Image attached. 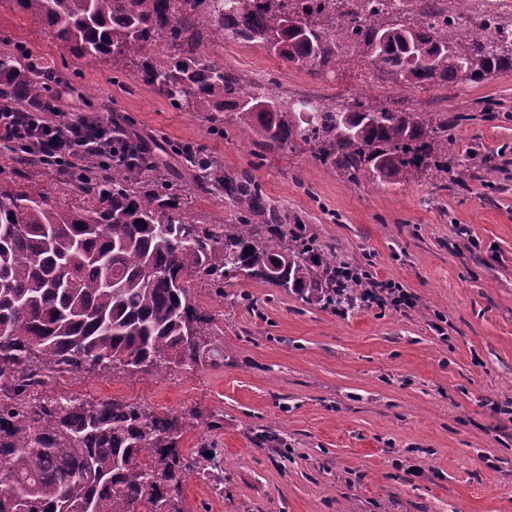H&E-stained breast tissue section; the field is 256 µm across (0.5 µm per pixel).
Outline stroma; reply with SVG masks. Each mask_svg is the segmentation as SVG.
Here are the masks:
<instances>
[{
  "label": "stroma",
  "mask_w": 512,
  "mask_h": 512,
  "mask_svg": "<svg viewBox=\"0 0 512 512\" xmlns=\"http://www.w3.org/2000/svg\"><path fill=\"white\" fill-rule=\"evenodd\" d=\"M0 38L26 41L70 76L83 112L127 120L162 145L198 144L225 171L250 170L289 222L416 297L408 309L341 316L261 282L234 279L219 292L198 279L194 304L214 319L201 364L54 373L55 396L177 417L185 455L211 443L223 482L186 478V512H512V71L404 88L350 56L316 77L225 42V63L275 76L290 99L364 96L447 114V174L392 184L329 171L304 143L260 150L230 119L210 133L134 77L113 84L108 63L74 57L5 0ZM244 293L254 308L239 303ZM215 411L224 424L210 432L198 416ZM264 426L287 434L288 452L252 441Z\"/></svg>",
  "instance_id": "obj_1"
}]
</instances>
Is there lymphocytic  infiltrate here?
Masks as SVG:
<instances>
[{
    "label": "lymphocytic infiltrate",
    "mask_w": 512,
    "mask_h": 512,
    "mask_svg": "<svg viewBox=\"0 0 512 512\" xmlns=\"http://www.w3.org/2000/svg\"><path fill=\"white\" fill-rule=\"evenodd\" d=\"M32 67L49 81V96L34 102L26 112L0 105V143L22 145L50 172L62 167L81 170L90 154L108 162L118 160L120 150L112 139L111 124L96 116L67 119L63 109L67 86L57 81L50 62L38 58Z\"/></svg>",
    "instance_id": "f902f5d3"
}]
</instances>
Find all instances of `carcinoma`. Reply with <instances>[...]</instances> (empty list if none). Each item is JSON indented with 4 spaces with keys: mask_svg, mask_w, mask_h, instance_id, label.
Wrapping results in <instances>:
<instances>
[{
    "mask_svg": "<svg viewBox=\"0 0 512 512\" xmlns=\"http://www.w3.org/2000/svg\"><path fill=\"white\" fill-rule=\"evenodd\" d=\"M443 0H398L347 19V0H13L77 58L132 74L178 109L224 130V113L266 150L314 146L323 166L357 181L400 182L421 170L448 172V115L420 117L366 99L284 100L279 82H258L224 63L230 40L259 44L290 66L320 76L344 52L409 88L480 83L512 70V36L490 42L446 26L427 31L402 17L441 11ZM0 50V101L46 94L39 75L18 94L22 47ZM123 160L89 159L92 176L57 171L50 190L31 176L0 185V512H184L182 479L215 461L203 442L178 450L182 427L122 401H62L46 374L153 368L200 362L213 318L197 310L190 278L224 292L254 279L322 308L362 307V285L336 280V249L284 224L253 175L226 172L193 143L169 145L190 178L176 183L149 143L127 137ZM224 196L235 221L212 227L188 211L186 192ZM71 196V207L57 196ZM258 444L288 447L270 428Z\"/></svg>",
    "mask_w": 512,
    "mask_h": 512,
    "instance_id": "carcinoma-1",
    "label": "carcinoma"
}]
</instances>
